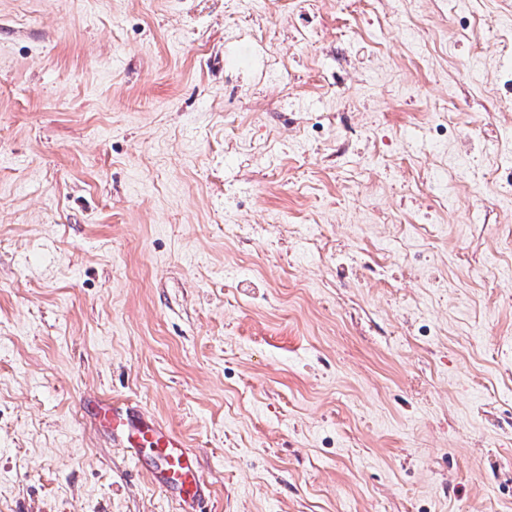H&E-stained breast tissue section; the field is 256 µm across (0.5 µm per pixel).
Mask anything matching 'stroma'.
<instances>
[{
    "instance_id": "obj_1",
    "label": "stroma",
    "mask_w": 512,
    "mask_h": 512,
    "mask_svg": "<svg viewBox=\"0 0 512 512\" xmlns=\"http://www.w3.org/2000/svg\"><path fill=\"white\" fill-rule=\"evenodd\" d=\"M512 512V0H0V512ZM99 433L125 448L153 486L174 501L180 512H199L212 494L196 454L184 438L137 406L110 396L85 399Z\"/></svg>"
}]
</instances>
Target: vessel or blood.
Listing matches in <instances>:
<instances>
[{
	"instance_id": "b4317fda",
	"label": "vessel or blood",
	"mask_w": 512,
	"mask_h": 512,
	"mask_svg": "<svg viewBox=\"0 0 512 512\" xmlns=\"http://www.w3.org/2000/svg\"><path fill=\"white\" fill-rule=\"evenodd\" d=\"M84 406L97 432L126 449L153 486L174 501L180 512H198L212 491L196 454L184 438L154 416L131 403L101 395Z\"/></svg>"
}]
</instances>
